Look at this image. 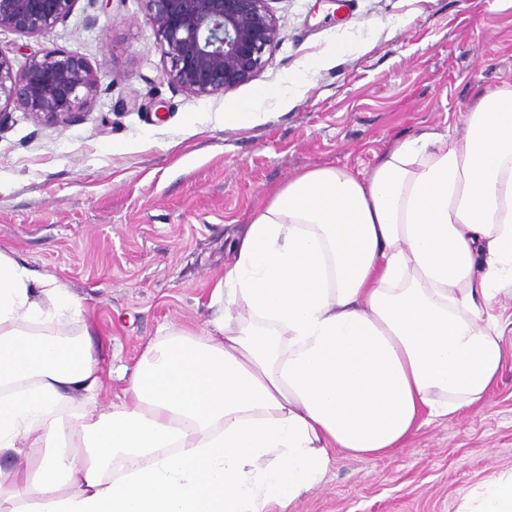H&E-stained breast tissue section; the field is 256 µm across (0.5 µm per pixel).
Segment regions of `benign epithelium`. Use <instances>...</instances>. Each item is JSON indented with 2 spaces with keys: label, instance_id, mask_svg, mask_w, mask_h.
<instances>
[{
  "label": "benign epithelium",
  "instance_id": "1",
  "mask_svg": "<svg viewBox=\"0 0 512 512\" xmlns=\"http://www.w3.org/2000/svg\"><path fill=\"white\" fill-rule=\"evenodd\" d=\"M169 67L167 80L196 97L224 93L252 80L278 35L271 0H142ZM75 0H0V29L39 35L65 21ZM96 91L87 61L60 50L14 69L0 53V99L35 120L63 122Z\"/></svg>",
  "mask_w": 512,
  "mask_h": 512
}]
</instances>
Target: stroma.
Segmentation results:
<instances>
[{"label": "stroma", "instance_id": "obj_1", "mask_svg": "<svg viewBox=\"0 0 512 512\" xmlns=\"http://www.w3.org/2000/svg\"><path fill=\"white\" fill-rule=\"evenodd\" d=\"M267 64L225 95L172 86L141 0H76L39 35L0 29L14 68L31 55L84 57L98 79L74 120L46 125L17 105L0 127V246L80 296L104 355L99 406L123 401L147 342L201 332L236 227L296 173L368 172L428 130L465 136L477 96L512 88V0H273ZM339 40L347 55L328 52ZM316 55L327 65L225 127L226 98L284 86ZM512 470V357L485 403L423 423L405 446L337 453L291 512H458Z\"/></svg>", "mask_w": 512, "mask_h": 512}]
</instances>
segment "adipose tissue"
<instances>
[{
	"label": "adipose tissue",
	"instance_id": "adipose-tissue-1",
	"mask_svg": "<svg viewBox=\"0 0 512 512\" xmlns=\"http://www.w3.org/2000/svg\"><path fill=\"white\" fill-rule=\"evenodd\" d=\"M281 94L226 100L225 126ZM464 120L369 173L275 188L239 226L204 330L149 342L105 410L82 300L0 249V458L26 461L0 469L7 512H288L336 452L385 455L482 404L506 356L492 302L512 294V89ZM458 512H512V472Z\"/></svg>",
	"mask_w": 512,
	"mask_h": 512
}]
</instances>
